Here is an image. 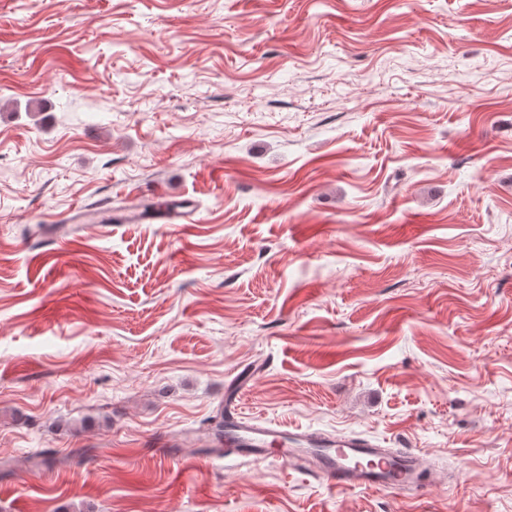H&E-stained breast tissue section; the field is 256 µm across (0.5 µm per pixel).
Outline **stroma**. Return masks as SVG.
<instances>
[{
    "instance_id": "1",
    "label": "stroma",
    "mask_w": 512,
    "mask_h": 512,
    "mask_svg": "<svg viewBox=\"0 0 512 512\" xmlns=\"http://www.w3.org/2000/svg\"><path fill=\"white\" fill-rule=\"evenodd\" d=\"M247 369L423 483L174 451ZM47 450L0 512H512V0H0V459ZM189 212L188 206L182 204L175 208L157 209L146 216L134 217V222L142 220L150 221L149 224H181V221L189 219Z\"/></svg>"
}]
</instances>
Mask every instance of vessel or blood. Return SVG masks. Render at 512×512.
I'll list each match as a JSON object with an SVG mask.
<instances>
[{
	"label": "vessel or blood",
	"mask_w": 512,
	"mask_h": 512,
	"mask_svg": "<svg viewBox=\"0 0 512 512\" xmlns=\"http://www.w3.org/2000/svg\"><path fill=\"white\" fill-rule=\"evenodd\" d=\"M298 440L299 447H289L288 433L280 425L242 416L236 394L225 390V456L261 461L275 448L289 468L340 487L399 488L417 482L421 472L414 452H394L364 437L302 433Z\"/></svg>",
	"instance_id": "b4317fda"
}]
</instances>
